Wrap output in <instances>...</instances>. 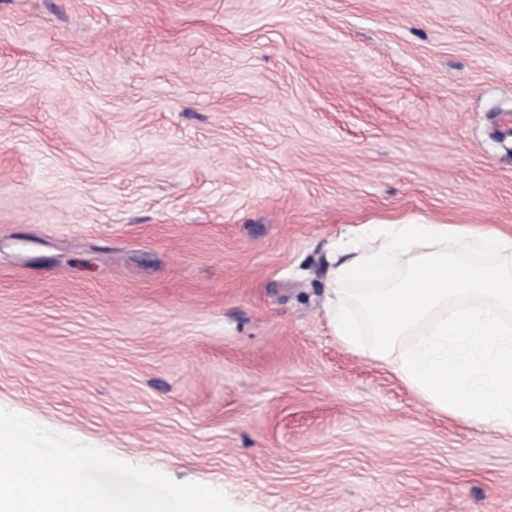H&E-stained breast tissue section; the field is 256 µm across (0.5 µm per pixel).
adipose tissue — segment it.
Instances as JSON below:
<instances>
[{"label":"adipose tissue","mask_w":512,"mask_h":512,"mask_svg":"<svg viewBox=\"0 0 512 512\" xmlns=\"http://www.w3.org/2000/svg\"><path fill=\"white\" fill-rule=\"evenodd\" d=\"M326 315L434 410L512 432V232L423 218L350 228Z\"/></svg>","instance_id":"ef3b65f1"}]
</instances>
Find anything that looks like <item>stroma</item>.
I'll list each match as a JSON object with an SVG mask.
<instances>
[{
	"label": "stroma",
	"mask_w": 512,
	"mask_h": 512,
	"mask_svg": "<svg viewBox=\"0 0 512 512\" xmlns=\"http://www.w3.org/2000/svg\"><path fill=\"white\" fill-rule=\"evenodd\" d=\"M512 0H0V408L242 512H512V433L324 311L361 224L512 226Z\"/></svg>",
	"instance_id": "35a3bbf8"
}]
</instances>
